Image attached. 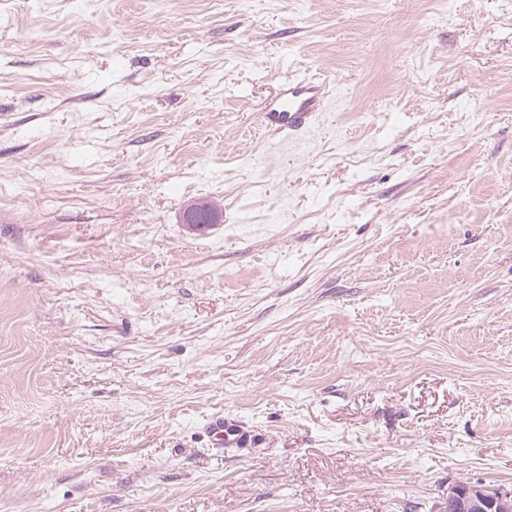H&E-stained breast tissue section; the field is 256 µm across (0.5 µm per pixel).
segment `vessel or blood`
I'll use <instances>...</instances> for the list:
<instances>
[{
  "label": "vessel or blood",
  "mask_w": 512,
  "mask_h": 512,
  "mask_svg": "<svg viewBox=\"0 0 512 512\" xmlns=\"http://www.w3.org/2000/svg\"><path fill=\"white\" fill-rule=\"evenodd\" d=\"M329 93L330 88L325 83L304 76L284 75L262 109L261 124L278 140L293 139L319 121ZM207 431L217 443L227 447L245 440L242 426L220 414L209 419Z\"/></svg>",
  "instance_id": "obj_1"
}]
</instances>
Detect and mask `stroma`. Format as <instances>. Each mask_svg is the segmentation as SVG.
<instances>
[{
    "label": "stroma",
    "instance_id": "1",
    "mask_svg": "<svg viewBox=\"0 0 512 512\" xmlns=\"http://www.w3.org/2000/svg\"><path fill=\"white\" fill-rule=\"evenodd\" d=\"M458 480L512 490V0H0V512ZM329 93L323 82L286 73L266 100L261 125L278 141L292 140L319 121ZM184 224L194 230H199L212 223L216 215L203 202L192 203L184 211ZM206 429L217 443L225 447L239 446L240 443L245 441V432L242 425L227 419L224 420V415L221 414L212 416Z\"/></svg>",
    "mask_w": 512,
    "mask_h": 512
}]
</instances>
